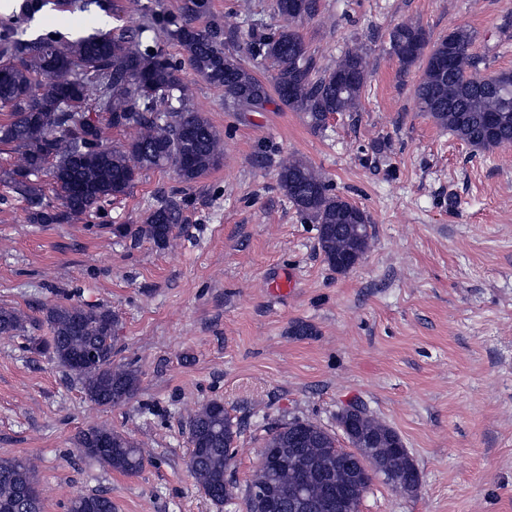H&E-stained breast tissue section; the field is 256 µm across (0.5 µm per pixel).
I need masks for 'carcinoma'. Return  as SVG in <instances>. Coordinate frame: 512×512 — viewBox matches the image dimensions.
Segmentation results:
<instances>
[{"label": "carcinoma", "mask_w": 512, "mask_h": 512, "mask_svg": "<svg viewBox=\"0 0 512 512\" xmlns=\"http://www.w3.org/2000/svg\"><path fill=\"white\" fill-rule=\"evenodd\" d=\"M318 7L319 0H276L285 24L248 35V54L270 62L269 85L224 41L223 24L212 20L202 28L194 26L210 14V0H184L178 17L144 6L140 23L117 36L95 29L69 41L50 34L28 38L16 26L1 30L0 143L13 145L16 152L13 167L3 176L27 203L28 220L66 223L128 194L151 169L170 167L180 182L191 185L221 163L224 139L189 93L181 64L167 53L171 40L185 47L193 73L222 90L224 105L238 112L263 110L273 93L318 130L333 114L357 111L367 86L368 54L350 49L333 67L321 68L297 27L313 18ZM388 40L390 53L403 67L424 61L414 89L421 112L475 149L512 144V70L488 79L478 76V61L470 53L471 29L458 27L432 43L421 26L402 23L389 31ZM105 126L134 129L137 136L108 145ZM49 163L62 191L56 210L44 203L38 183ZM277 168L280 187L303 219L317 225L319 248L329 267L338 273L352 270L373 243L370 215L330 192L306 161L292 155L280 159ZM181 217V201L173 195L149 210L143 223L122 225V236L164 248L176 237ZM44 317L52 331L45 349L76 376L89 401L115 407L134 398L139 373L130 364L115 362L118 318L111 310L57 303L45 308ZM27 321L23 312L0 307L1 335L25 331ZM364 424L378 427L388 439L397 483L418 487V469L400 435L369 413ZM186 427L191 475L213 502L228 501L233 486L226 470L237 450L238 424L224 403L211 401L187 417ZM76 445L85 457L126 476L138 474L146 460L141 444L106 427L79 432ZM263 456L253 484L271 485L282 512L296 510L300 491L313 499L327 496L338 469L348 474L342 489L350 512L357 493L366 491L373 479L358 463L347 466L348 451L311 420L268 429ZM2 505L7 512H43L32 461L0 459ZM69 512H113L112 499L102 493L78 495Z\"/></svg>", "instance_id": "carcinoma-1"}]
</instances>
